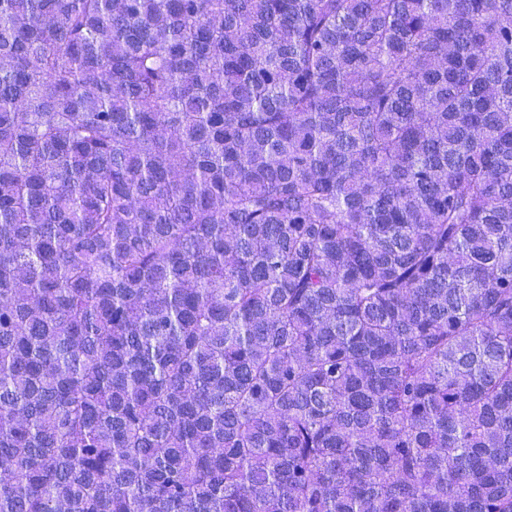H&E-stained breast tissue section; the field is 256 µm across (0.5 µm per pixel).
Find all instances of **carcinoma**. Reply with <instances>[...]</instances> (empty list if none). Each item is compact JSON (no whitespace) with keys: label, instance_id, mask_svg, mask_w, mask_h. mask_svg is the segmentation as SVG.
I'll use <instances>...</instances> for the list:
<instances>
[{"label":"carcinoma","instance_id":"1","mask_svg":"<svg viewBox=\"0 0 512 512\" xmlns=\"http://www.w3.org/2000/svg\"><path fill=\"white\" fill-rule=\"evenodd\" d=\"M0 512H512V0H0Z\"/></svg>","mask_w":512,"mask_h":512}]
</instances>
